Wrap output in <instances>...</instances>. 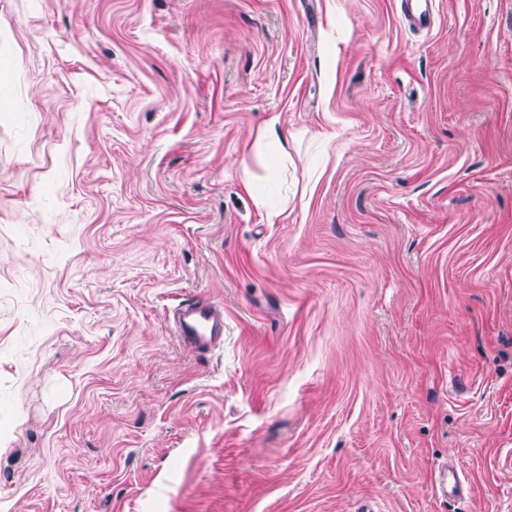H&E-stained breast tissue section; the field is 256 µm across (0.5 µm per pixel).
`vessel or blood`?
Instances as JSON below:
<instances>
[{
	"label": "vessel or blood",
	"mask_w": 512,
	"mask_h": 512,
	"mask_svg": "<svg viewBox=\"0 0 512 512\" xmlns=\"http://www.w3.org/2000/svg\"><path fill=\"white\" fill-rule=\"evenodd\" d=\"M435 0H401L402 13L409 25L428 28L433 24ZM179 341L196 354L204 355L224 343V308L199 297L180 301L167 315ZM441 495H459L463 485L454 468H442L435 481Z\"/></svg>",
	"instance_id": "obj_1"
}]
</instances>
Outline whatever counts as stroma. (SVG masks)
I'll use <instances>...</instances> for the list:
<instances>
[{
    "mask_svg": "<svg viewBox=\"0 0 512 512\" xmlns=\"http://www.w3.org/2000/svg\"><path fill=\"white\" fill-rule=\"evenodd\" d=\"M436 7L0 0V512H512V0ZM435 0H402V13L409 25L430 28L434 22ZM255 141L270 152L271 158L280 161L287 155L288 130L282 126L279 115H271L261 126ZM166 320L179 341L198 355L224 344V307L206 298L180 301ZM435 489L443 496L448 493L453 495H461L463 493V485L453 466H447L439 470L438 479L435 478Z\"/></svg>",
    "mask_w": 512,
    "mask_h": 512,
    "instance_id": "1",
    "label": "stroma"
}]
</instances>
